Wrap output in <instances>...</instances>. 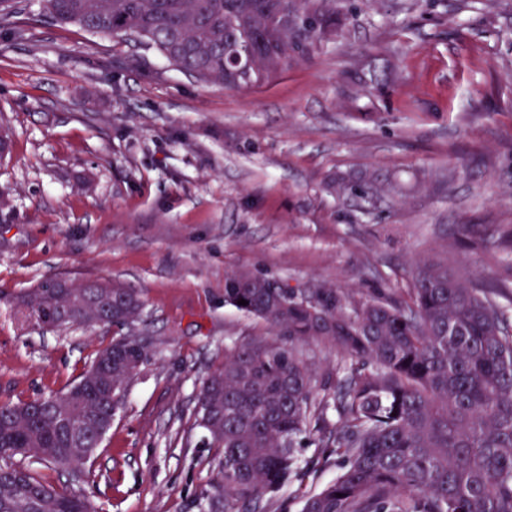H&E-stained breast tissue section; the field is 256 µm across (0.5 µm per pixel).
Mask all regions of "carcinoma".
I'll use <instances>...</instances> for the list:
<instances>
[{"mask_svg": "<svg viewBox=\"0 0 512 512\" xmlns=\"http://www.w3.org/2000/svg\"><path fill=\"white\" fill-rule=\"evenodd\" d=\"M59 24L115 36L160 52L196 80L255 87L309 55L330 18L326 0H39ZM0 0V20L22 13ZM474 248L472 226H455ZM495 243L512 261V227ZM49 277L16 297L41 325L64 311L59 329L85 324L92 310L123 326L141 314L139 296L109 281ZM242 274L224 280V304L263 320L272 335L234 345L207 373L196 396L195 426L220 450L200 512H269L285 486L301 512H512V306L501 285L464 278L448 262L416 270L404 300H353L334 288L312 294L270 288ZM244 299L246 305L237 301ZM340 358L323 370L315 350ZM105 382L128 384L145 346L119 337L99 349ZM70 386L23 403H0V512H94L87 496L45 480L38 466L73 472L110 407L99 388ZM74 408L76 425L55 411ZM315 447L310 460L299 449ZM334 464L336 480L308 490Z\"/></svg>", "mask_w": 512, "mask_h": 512, "instance_id": "1", "label": "carcinoma"}]
</instances>
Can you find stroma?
Listing matches in <instances>:
<instances>
[{"label":"stroma","instance_id":"35a3bbf8","mask_svg":"<svg viewBox=\"0 0 512 512\" xmlns=\"http://www.w3.org/2000/svg\"><path fill=\"white\" fill-rule=\"evenodd\" d=\"M318 48L229 89L31 8L0 24V402L63 390L119 330L40 329L8 298L99 277L138 293L150 359L77 486L97 512H198L217 449L200 379L267 325L248 272L402 296L417 263L512 280L458 224L512 225V0H336Z\"/></svg>","mask_w":512,"mask_h":512}]
</instances>
